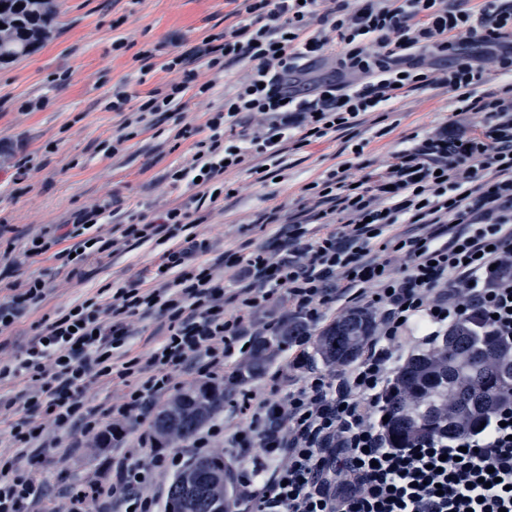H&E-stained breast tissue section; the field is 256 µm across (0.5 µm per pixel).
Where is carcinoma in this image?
Returning <instances> with one entry per match:
<instances>
[{
  "label": "carcinoma",
  "instance_id": "obj_1",
  "mask_svg": "<svg viewBox=\"0 0 512 512\" xmlns=\"http://www.w3.org/2000/svg\"><path fill=\"white\" fill-rule=\"evenodd\" d=\"M0 5V63L29 55L41 43L36 33L48 35L55 28L54 0H0ZM374 328L371 309L350 311L318 331L316 353L328 365L352 362ZM510 398L512 345L455 324L437 346L405 359L388 398L387 437L392 447L408 448L422 439L454 437L463 426L474 431ZM223 404L222 392L190 389L158 412L152 431L167 444L187 439ZM232 481L223 455L198 460L170 485L168 512H230Z\"/></svg>",
  "mask_w": 512,
  "mask_h": 512
}]
</instances>
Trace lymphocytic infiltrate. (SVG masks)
Masks as SVG:
<instances>
[{"label":"lymphocytic infiltrate","mask_w":512,"mask_h":512,"mask_svg":"<svg viewBox=\"0 0 512 512\" xmlns=\"http://www.w3.org/2000/svg\"><path fill=\"white\" fill-rule=\"evenodd\" d=\"M236 24L221 43L174 57L180 81L139 101L116 95L112 108L126 129L148 114L175 112L187 93L211 91L225 67L243 60L251 69L223 106L198 127L176 129L192 139L189 165L168 174L171 190L188 187L195 201L224 190L226 172L251 167L262 178L284 168L288 141L307 146L329 132L356 127L362 115L406 93L444 84L459 113L480 112V130L444 129L409 138L385 171L350 180L332 170L308 190L322 208L312 224H283L251 252L224 250L207 260L208 240L193 227L206 214L173 202L153 218L134 213L119 224L115 242H74L73 231L33 243L30 255L56 250L58 258L102 262L117 242L162 239L159 266L96 301L61 310L31 339L17 364H0V381L29 378L34 389L16 414L13 439L25 467L0 463V512H20L41 496L42 409L60 429L81 428L96 439L122 441L126 426L143 421L172 385L175 373L198 375L224 389L223 421L198 429L187 453L136 451L113 462L112 480L72 493L68 512L85 498L119 512H156L147 489L157 476L183 472L210 456L211 441L239 466L232 512H512V400L478 431L453 439L391 447L384 410L400 370L402 351L431 343L449 325L468 322L512 343V83L477 95L485 67L460 44L477 39L494 48V65L512 76V0H484L473 12L453 0H234ZM338 53H331V46ZM454 53L451 65L426 70L420 57ZM336 76L299 84L325 57ZM211 78L199 81V71ZM112 140L120 153L125 135ZM345 213L336 223L333 212ZM414 232H405V225ZM234 270L225 291L216 267ZM346 300L377 314L374 336L360 356L341 367L315 369L312 330ZM159 313L164 340L149 363L139 357L114 364L134 317ZM276 338L281 366L265 388L243 386V371L264 358ZM138 379L111 410L114 427L101 429L84 412L79 391L92 378Z\"/></svg>","instance_id":"1"}]
</instances>
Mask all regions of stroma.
<instances>
[{
  "instance_id": "obj_1",
  "label": "stroma",
  "mask_w": 512,
  "mask_h": 512,
  "mask_svg": "<svg viewBox=\"0 0 512 512\" xmlns=\"http://www.w3.org/2000/svg\"><path fill=\"white\" fill-rule=\"evenodd\" d=\"M59 23L29 56L0 65V302L11 300L20 283L32 278L46 284L45 298L29 306L13 327L0 335V362L17 363L37 326L58 310L94 297L98 289L118 288L153 267L164 250L149 242L113 254L91 274L46 253L26 252L34 239L55 225L69 222L80 209L119 199L116 214H104L83 238L109 240L129 212L153 217L169 206L172 195L166 175L192 156L190 140L174 137L177 128L204 123L245 76L249 64L228 67L214 93L187 94L176 112L148 115L144 130L131 136L121 153L112 139L121 131L122 115L113 112L118 94L145 96L179 81L166 62L205 37L222 35L235 24L231 0H56ZM446 88L413 92L391 106L366 114L363 124L304 147L289 146L280 179L259 180L241 169L226 172L231 197L204 203L207 223L196 226L199 238L215 252L264 244L274 231L262 225L267 209L278 207L281 218L300 215L308 203L307 185L346 165L352 180L380 172L402 141L426 136L445 126L481 124L482 114L460 117ZM362 144L354 154L353 144ZM27 165L24 178L16 169ZM134 380L91 379L80 391L86 411L104 415L124 401ZM45 425L46 447L38 473L40 499L22 512H60L72 488L111 470L112 458L131 448L149 458L142 427H129L113 453L102 452L96 440L80 430Z\"/></svg>"
}]
</instances>
